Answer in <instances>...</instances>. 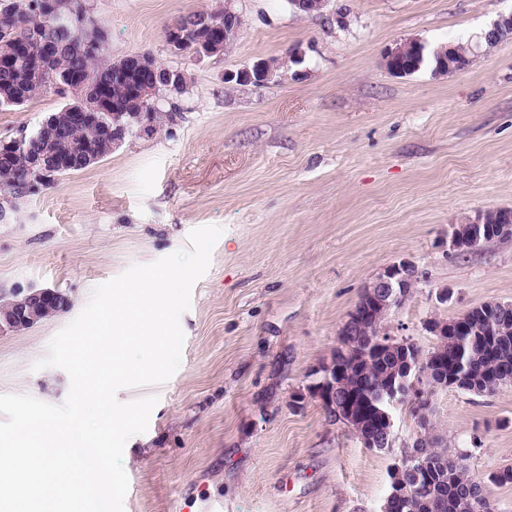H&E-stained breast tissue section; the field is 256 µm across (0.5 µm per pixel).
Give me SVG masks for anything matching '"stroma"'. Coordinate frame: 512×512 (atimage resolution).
I'll use <instances>...</instances> for the list:
<instances>
[{
    "instance_id": "stroma-1",
    "label": "stroma",
    "mask_w": 512,
    "mask_h": 512,
    "mask_svg": "<svg viewBox=\"0 0 512 512\" xmlns=\"http://www.w3.org/2000/svg\"><path fill=\"white\" fill-rule=\"evenodd\" d=\"M94 5L106 59L148 52L184 65L190 85L154 135L15 200L0 222V297L57 288L72 301L32 328L0 331V394L62 403L68 374L33 365L92 289L219 225L180 320L178 370L118 393L158 399L123 454L125 512H377L391 467L423 433L466 453L497 512H512V484L487 481L512 466V384L436 389L425 428L412 405L396 406L387 450L364 447L308 391L364 286L400 260L423 276L385 330L421 350L434 343L427 320L512 302V238L462 254L448 242L454 225L512 209V39L445 76L427 66L397 77L384 65L406 40L477 39L512 0H330L316 16L288 0H234L236 38L186 64L164 28L216 0ZM259 60L277 65L266 85L225 82ZM60 104L46 93L0 109V138L33 132Z\"/></svg>"
}]
</instances>
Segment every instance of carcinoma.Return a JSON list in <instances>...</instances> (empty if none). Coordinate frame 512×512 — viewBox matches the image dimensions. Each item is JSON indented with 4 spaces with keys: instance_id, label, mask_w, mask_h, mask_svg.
Masks as SVG:
<instances>
[{
    "instance_id": "carcinoma-1",
    "label": "carcinoma",
    "mask_w": 512,
    "mask_h": 512,
    "mask_svg": "<svg viewBox=\"0 0 512 512\" xmlns=\"http://www.w3.org/2000/svg\"><path fill=\"white\" fill-rule=\"evenodd\" d=\"M14 3L15 0H0V108L24 106L50 91L63 103L48 115L41 138L25 141L19 148L10 146L9 139H0V193L19 198L21 190L34 182L38 188L29 195L35 196L52 187L59 177L103 160L112 154V123L126 124L132 113L151 112L156 124L164 118L173 119L176 106L155 102L149 91L185 92L189 83L187 70L157 61L144 68L137 53L101 65L100 48L107 36L92 10L82 12L80 26L67 32L47 17L39 7L41 0H31L23 10ZM178 22L192 26L183 32L180 46V57L191 61L200 55L197 30L222 25L224 17L218 11L200 12ZM45 43L57 45V52L42 53ZM473 57L475 53L468 44L440 45L410 54L409 64L417 71L426 65L463 69L470 66ZM69 78L84 83L102 97L101 107L73 123L55 125L53 118L61 113L80 111L70 99ZM37 154L55 157L62 168L45 177L37 176L32 166V157ZM482 314L477 308L469 312L472 322L481 324L485 338L465 345L447 342L432 347V351L448 359L450 388L490 394L497 387L512 383V317L503 325L481 319ZM399 370L398 358L393 354L370 363L358 360L344 377V385L370 395ZM431 453L438 466L421 475L419 482L410 484L409 498L401 512H476L462 493L467 485L482 484L465 464L467 455L453 456L448 448L435 443L431 444Z\"/></svg>"
}]
</instances>
